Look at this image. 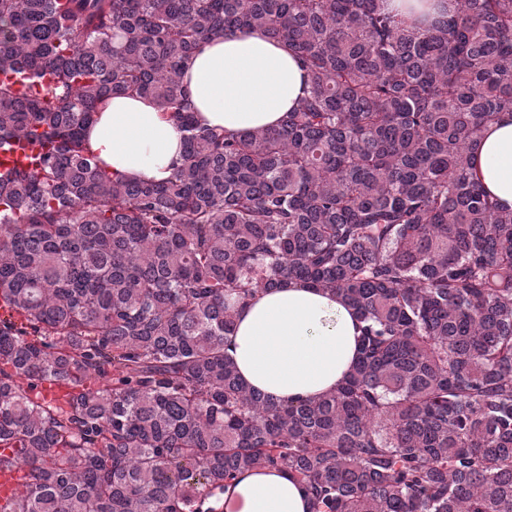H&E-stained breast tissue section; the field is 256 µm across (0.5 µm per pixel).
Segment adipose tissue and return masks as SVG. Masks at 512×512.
Returning <instances> with one entry per match:
<instances>
[{"label": "adipose tissue", "mask_w": 512, "mask_h": 512, "mask_svg": "<svg viewBox=\"0 0 512 512\" xmlns=\"http://www.w3.org/2000/svg\"><path fill=\"white\" fill-rule=\"evenodd\" d=\"M198 121L242 132L278 125L307 88L294 55L259 28L205 43L182 78ZM113 176L163 181L182 154L177 123L147 97H112L85 134ZM477 174L499 207L512 211V112L473 143ZM360 321L336 294L299 283L260 291L237 315L229 351L249 388L290 403L331 392L359 355ZM215 512H312L286 471L249 469L209 498Z\"/></svg>", "instance_id": "1"}]
</instances>
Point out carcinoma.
Listing matches in <instances>:
<instances>
[{"instance_id": "carcinoma-1", "label": "carcinoma", "mask_w": 512, "mask_h": 512, "mask_svg": "<svg viewBox=\"0 0 512 512\" xmlns=\"http://www.w3.org/2000/svg\"><path fill=\"white\" fill-rule=\"evenodd\" d=\"M0 0V470L12 512H215L284 469L313 512H512V212L470 148L512 110V0ZM306 96L275 127L195 120L182 75L245 28ZM183 132L163 182L112 177L84 132L114 95ZM297 282L363 323L344 383L278 403L228 355L238 310ZM447 1L443 0H388V7L398 16H415L410 12V5H414L417 13H424L429 18L437 16ZM37 153L26 141L14 142L10 149L0 148V172L14 168L31 165L29 158ZM24 475L22 469L0 472V510L3 512H9L6 507L14 500L15 491L23 482Z\"/></svg>"}]
</instances>
